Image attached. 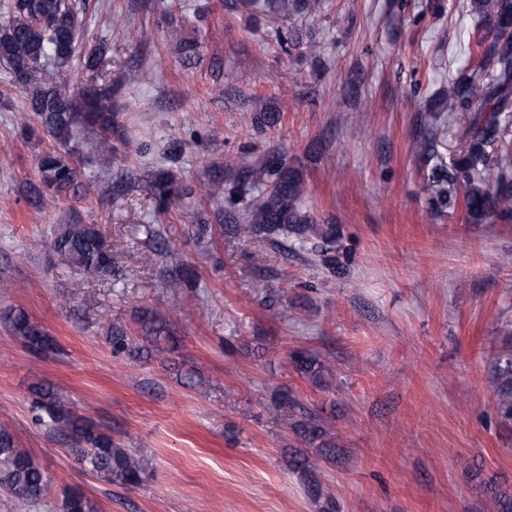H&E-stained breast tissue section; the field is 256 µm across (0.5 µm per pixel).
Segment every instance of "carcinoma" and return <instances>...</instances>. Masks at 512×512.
<instances>
[{
    "mask_svg": "<svg viewBox=\"0 0 512 512\" xmlns=\"http://www.w3.org/2000/svg\"><path fill=\"white\" fill-rule=\"evenodd\" d=\"M471 10L489 18L494 34L476 38L468 49L469 69L448 85V94L434 107L439 112L470 113V136L452 166L439 169L429 179L428 190L436 201L455 208L458 193H463L466 217L472 224H482L494 217L512 222V0H470ZM9 24L0 30V63L8 69V85L26 94L30 115L20 125L27 140L43 138L54 147L38 159V182L30 185L28 199L39 205L47 196L80 200L88 194L82 179L84 152L93 151L99 159L116 158L112 144L117 134L112 99L115 87L107 82L104 70L108 49L102 41L88 37L84 0H11ZM179 42L181 54L191 60L196 43L170 31ZM82 64V76L76 87L63 89L51 79L37 78L38 69L48 62L63 67L74 57ZM229 177H224V173ZM131 178L125 169L112 173L99 196L112 200L124 197ZM267 185L248 210V223L234 225L235 230L265 235L301 236L311 229L310 216L302 211L304 194L300 174L288 166L280 154L266 157L262 163L243 166L229 159L224 170L214 173L203 184L200 194L207 199H227L234 204L250 189ZM155 203L162 212L188 191L168 169L150 175ZM121 243L113 241L95 224L58 225L52 247L69 266L100 277L112 276L114 255ZM0 319L12 334L32 350L43 354L58 351L59 345L39 323L22 309L0 313ZM144 344L135 342L120 325L102 326L112 354L131 359L170 357L178 349V339L170 318L144 308L136 319ZM294 369L315 387H328L327 368L304 349L290 354ZM497 397L496 408L503 423L512 422V355L504 351L493 371ZM32 408L37 419L49 421L53 431L71 438L69 451L82 468L104 478L108 483L136 489L149 477L148 459L115 444L112 437L91 420L64 405L54 387L39 383L33 387ZM297 433L310 443L329 448L327 431L314 418L299 424ZM290 465L305 475L307 494L320 496V483L308 456L297 452ZM54 486L52 478L26 449L18 446L14 435L0 428V489L5 491L14 512H30V507L49 498L45 490ZM59 512H97V505L78 489L62 492Z\"/></svg>",
    "mask_w": 512,
    "mask_h": 512,
    "instance_id": "obj_1",
    "label": "carcinoma"
}]
</instances>
